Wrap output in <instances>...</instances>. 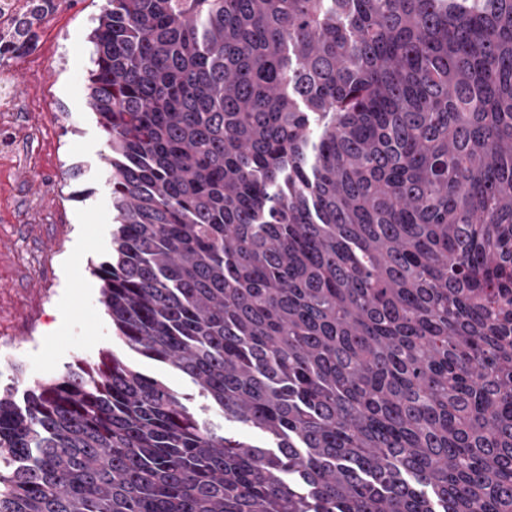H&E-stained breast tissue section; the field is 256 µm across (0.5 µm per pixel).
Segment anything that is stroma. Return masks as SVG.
<instances>
[{
  "mask_svg": "<svg viewBox=\"0 0 512 512\" xmlns=\"http://www.w3.org/2000/svg\"><path fill=\"white\" fill-rule=\"evenodd\" d=\"M105 0H54L25 56L0 60L13 94L0 112V376L27 389L79 361L113 354L164 381L226 434L261 432L225 420L191 380L130 349L116 334L92 270L112 255L114 212L104 136L87 104Z\"/></svg>",
  "mask_w": 512,
  "mask_h": 512,
  "instance_id": "obj_1",
  "label": "stroma"
}]
</instances>
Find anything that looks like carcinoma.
<instances>
[{"label": "carcinoma", "instance_id": "cac0c4a2", "mask_svg": "<svg viewBox=\"0 0 512 512\" xmlns=\"http://www.w3.org/2000/svg\"><path fill=\"white\" fill-rule=\"evenodd\" d=\"M53 0H0V59ZM117 356L0 391V512H512V0H106Z\"/></svg>", "mask_w": 512, "mask_h": 512}]
</instances>
